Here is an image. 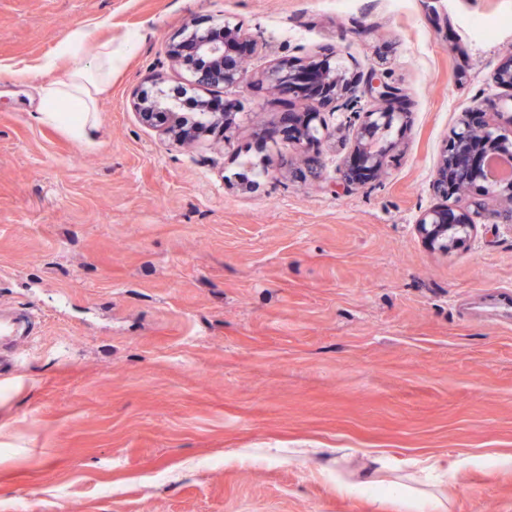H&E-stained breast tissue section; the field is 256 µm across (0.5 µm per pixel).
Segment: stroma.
<instances>
[{"mask_svg":"<svg viewBox=\"0 0 512 512\" xmlns=\"http://www.w3.org/2000/svg\"><path fill=\"white\" fill-rule=\"evenodd\" d=\"M242 23L259 75L331 57L318 163L274 142L288 104L251 85L228 137L169 145L141 124L147 77L189 72L192 19ZM135 49L87 140L38 118L42 59L76 29ZM512 55V0H0V512H512V223L431 250L450 131ZM401 88L378 176L343 170L370 72ZM28 73L25 82L13 80ZM447 473L428 470L432 460ZM422 489L370 490L375 469Z\"/></svg>","mask_w":512,"mask_h":512,"instance_id":"35a3bbf8","label":"stroma"}]
</instances>
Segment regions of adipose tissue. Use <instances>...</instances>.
<instances>
[{
    "instance_id": "obj_1",
    "label": "adipose tissue",
    "mask_w": 512,
    "mask_h": 512,
    "mask_svg": "<svg viewBox=\"0 0 512 512\" xmlns=\"http://www.w3.org/2000/svg\"><path fill=\"white\" fill-rule=\"evenodd\" d=\"M133 48V43L128 42L116 49L111 41L93 42L83 31L72 32L60 44L57 54L42 63L44 70L51 71L59 58L72 61L62 79L40 85L41 120L59 125L74 139H83L92 125L98 97L108 90L113 70Z\"/></svg>"
}]
</instances>
